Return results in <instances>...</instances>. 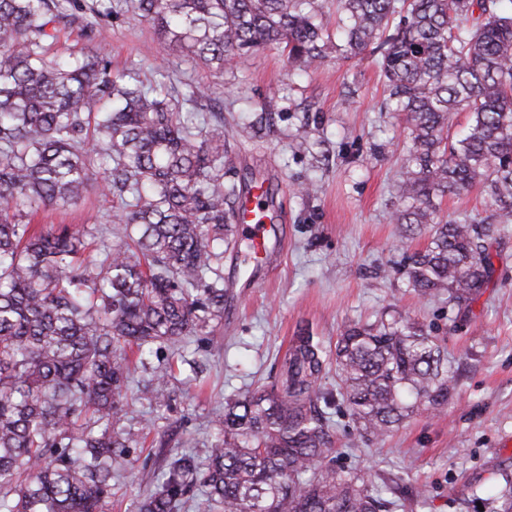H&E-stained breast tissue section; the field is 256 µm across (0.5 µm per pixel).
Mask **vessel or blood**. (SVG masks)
Wrapping results in <instances>:
<instances>
[{
    "mask_svg": "<svg viewBox=\"0 0 512 512\" xmlns=\"http://www.w3.org/2000/svg\"><path fill=\"white\" fill-rule=\"evenodd\" d=\"M269 182L267 178L252 181L235 204V228L245 243L241 266L250 269L257 262L271 264L284 248L278 227L272 222L269 206Z\"/></svg>",
    "mask_w": 512,
    "mask_h": 512,
    "instance_id": "1",
    "label": "vessel or blood"
}]
</instances>
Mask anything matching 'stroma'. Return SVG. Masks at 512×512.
<instances>
[{
  "label": "stroma",
  "instance_id": "obj_1",
  "mask_svg": "<svg viewBox=\"0 0 512 512\" xmlns=\"http://www.w3.org/2000/svg\"><path fill=\"white\" fill-rule=\"evenodd\" d=\"M73 36L113 68L160 64L178 82L206 86L212 105L224 110V145L238 177L272 174L275 208L286 217L275 268L254 272L255 286L228 289L223 318L205 334L151 355V364L175 368L171 407L133 401L128 421L159 417L171 453L206 461L225 395L277 380L301 333L331 350L344 325L398 312L436 331L457 372L455 396L373 443L338 405L330 465L371 473L379 484L391 478L411 484L422 497L401 512H474L468 487L490 484L498 468L512 464V225L493 244L495 285L466 320L447 302L403 287L397 269L429 233L410 242L389 221L400 204L396 183L410 143L402 113L388 103L378 53L347 59L333 52L305 69L271 47L218 72L172 51L149 24L123 14L102 32ZM270 98L271 124L255 127ZM157 452L131 449L126 469L112 478L110 512H137L160 472Z\"/></svg>",
  "mask_w": 512,
  "mask_h": 512
}]
</instances>
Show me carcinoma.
I'll list each match as a JSON object with an SVG mask.
<instances>
[{
	"label": "carcinoma",
	"instance_id": "cac0c4a2",
	"mask_svg": "<svg viewBox=\"0 0 512 512\" xmlns=\"http://www.w3.org/2000/svg\"><path fill=\"white\" fill-rule=\"evenodd\" d=\"M0 0V512H105L130 449L159 431L126 424L129 401H170L172 365L136 385L130 352L184 342L224 314V228L241 186L224 150V113L199 88L179 95L164 68L112 69L89 46L53 47L75 25L116 13L98 0ZM183 56L219 71L282 45L306 68L338 52L381 50L380 68L412 143L393 224L428 226L397 270L423 297L466 312L493 283L491 241L512 224V13L499 0H341L342 41L318 0H120ZM480 10L467 33L458 21ZM470 116L450 135L453 114ZM483 188L490 223L443 220L436 200ZM93 189L112 202V238L96 254L90 224H34L41 210ZM337 393L366 439L453 397L439 337L410 318L347 325L335 345ZM324 349L299 337L281 378L224 396L199 466L165 470L139 512H180L195 485L220 512H393L408 490L323 466L334 451L320 402ZM484 512H512V467L471 490Z\"/></svg>",
	"mask_w": 512,
	"mask_h": 512
}]
</instances>
